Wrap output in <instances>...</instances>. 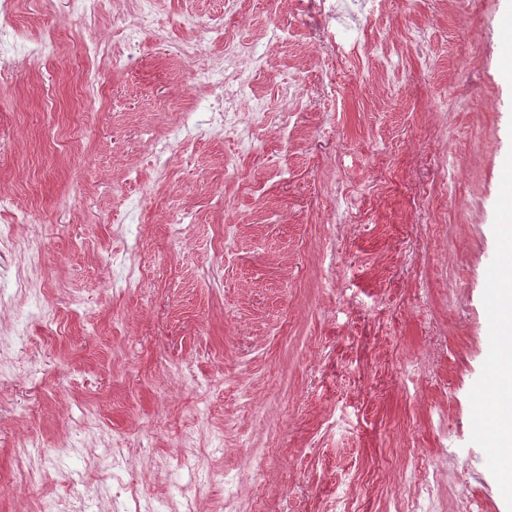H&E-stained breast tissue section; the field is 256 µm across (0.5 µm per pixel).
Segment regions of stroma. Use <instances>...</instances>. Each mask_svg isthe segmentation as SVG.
Masks as SVG:
<instances>
[{
    "mask_svg": "<svg viewBox=\"0 0 512 512\" xmlns=\"http://www.w3.org/2000/svg\"><path fill=\"white\" fill-rule=\"evenodd\" d=\"M223 11L224 0H162L167 39L144 33L133 70L98 68L79 114L66 84L86 73L82 28L56 6L39 72L0 92V191L33 209L16 243L38 242L43 258L41 293L12 312L73 309L29 325L32 373L20 358L0 371V512L35 509L8 488L24 434L43 443L50 491H70L77 470L96 499L118 474L152 512L179 483L153 459L189 442L230 474L197 512H224L231 488L264 512H327L345 489L356 512H406L413 451L439 474L436 512H460L467 495L512 512L477 422L512 170V0H384L369 32L394 63L384 73L367 56L319 54L291 0H242L234 29L261 36L264 63L237 77L276 110L296 75L301 133L286 153L269 133L246 148L171 143L159 178L153 143L181 108L209 118L177 43L190 35L201 55L218 53L205 22ZM275 27L294 34L264 38ZM181 206L190 217L175 238L167 218ZM129 265L145 271L139 288L114 290ZM89 407L92 436L74 425ZM332 414L343 430L324 431ZM116 438L120 455H106ZM63 439L72 456L59 457Z\"/></svg>",
    "mask_w": 512,
    "mask_h": 512,
    "instance_id": "obj_1",
    "label": "stroma"
}]
</instances>
